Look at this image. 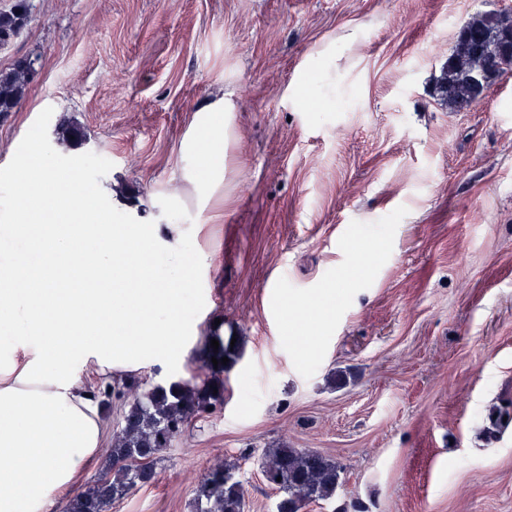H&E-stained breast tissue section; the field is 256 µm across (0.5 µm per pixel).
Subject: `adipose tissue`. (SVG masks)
Masks as SVG:
<instances>
[{
  "label": "adipose tissue",
  "instance_id": "obj_1",
  "mask_svg": "<svg viewBox=\"0 0 512 512\" xmlns=\"http://www.w3.org/2000/svg\"><path fill=\"white\" fill-rule=\"evenodd\" d=\"M228 109L211 105L194 142L214 184ZM13 180L29 216L1 224L0 238L27 241L39 260L0 252V315L11 329L0 338V512H46L75 491L105 438L88 380L182 359L197 275L188 239L209 227L109 224L79 176L47 156L21 162Z\"/></svg>",
  "mask_w": 512,
  "mask_h": 512
}]
</instances>
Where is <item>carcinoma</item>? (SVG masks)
I'll return each mask as SVG.
<instances>
[{
  "instance_id": "obj_1",
  "label": "carcinoma",
  "mask_w": 512,
  "mask_h": 512,
  "mask_svg": "<svg viewBox=\"0 0 512 512\" xmlns=\"http://www.w3.org/2000/svg\"><path fill=\"white\" fill-rule=\"evenodd\" d=\"M29 14V0H13L9 8L0 10L1 49L22 32ZM505 33L512 35V16L507 13L479 14L461 27L437 80L441 100L450 110L459 112L480 102L486 87L477 83L479 77L491 83L502 77L498 66L512 59V42L506 50L501 43ZM32 74L29 58H19L9 71H0V115L16 110ZM212 338L219 347L209 350L205 361L210 382L127 385L132 402L112 441L111 471L67 499L61 512H104L107 504L155 480V464L161 453L192 417L216 408L224 396V364L215 366L212 359L233 361L236 355L219 334H212ZM260 469L269 486L282 493L277 512H303L313 502L330 500L341 483V467L307 448H269L261 457ZM245 507L243 482L231 467L213 468L197 489L194 512H245Z\"/></svg>"
}]
</instances>
